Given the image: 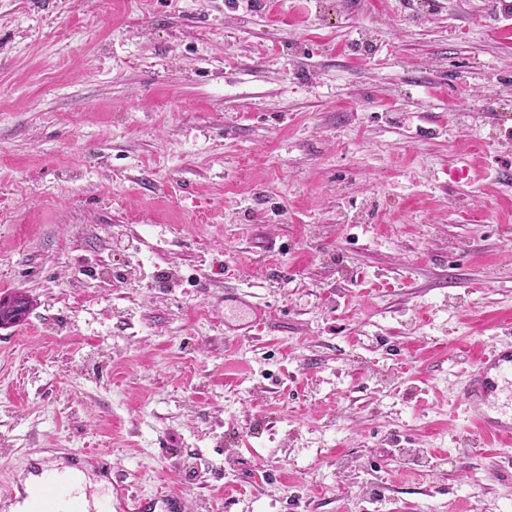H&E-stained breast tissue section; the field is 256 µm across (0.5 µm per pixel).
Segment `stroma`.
<instances>
[{"mask_svg":"<svg viewBox=\"0 0 512 512\" xmlns=\"http://www.w3.org/2000/svg\"><path fill=\"white\" fill-rule=\"evenodd\" d=\"M16 292L0 512L70 451L106 502L105 455L188 512H512L458 400L512 326V9L0 0ZM249 298H253V296L238 288L235 291L224 292V303L228 302L245 308L250 318L248 320L240 318L238 323H232V319L224 315V335L226 337L244 335L252 330L251 328L265 322L267 310L260 303Z\"/></svg>","mask_w":512,"mask_h":512,"instance_id":"35a3bbf8","label":"stroma"}]
</instances>
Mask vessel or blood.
<instances>
[{"label": "vessel or blood", "mask_w": 512, "mask_h": 512, "mask_svg": "<svg viewBox=\"0 0 512 512\" xmlns=\"http://www.w3.org/2000/svg\"><path fill=\"white\" fill-rule=\"evenodd\" d=\"M225 302L245 308L247 320L225 321V333L241 336L265 321L266 309L251 300L249 292L235 290L224 295ZM459 399L475 409V424L484 434L501 443L512 442V342L481 353L464 373ZM42 475V493L37 512H105L104 506L87 503L58 476L50 462L35 464Z\"/></svg>", "instance_id": "obj_1"}]
</instances>
